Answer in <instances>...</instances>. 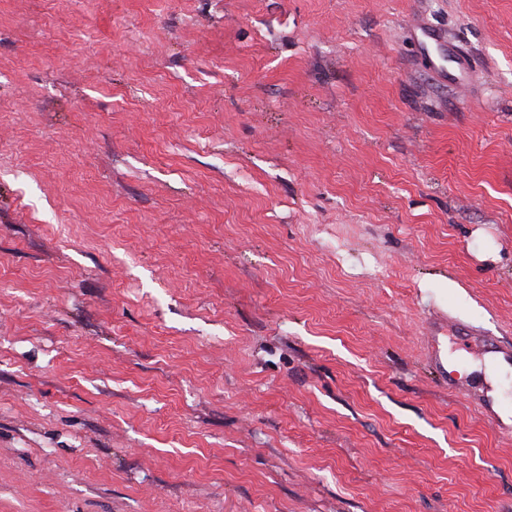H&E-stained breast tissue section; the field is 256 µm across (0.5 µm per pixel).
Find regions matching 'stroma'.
<instances>
[{
    "label": "stroma",
    "mask_w": 512,
    "mask_h": 512,
    "mask_svg": "<svg viewBox=\"0 0 512 512\" xmlns=\"http://www.w3.org/2000/svg\"><path fill=\"white\" fill-rule=\"evenodd\" d=\"M452 318L512 344V0H0V512H512Z\"/></svg>",
    "instance_id": "1"
}]
</instances>
